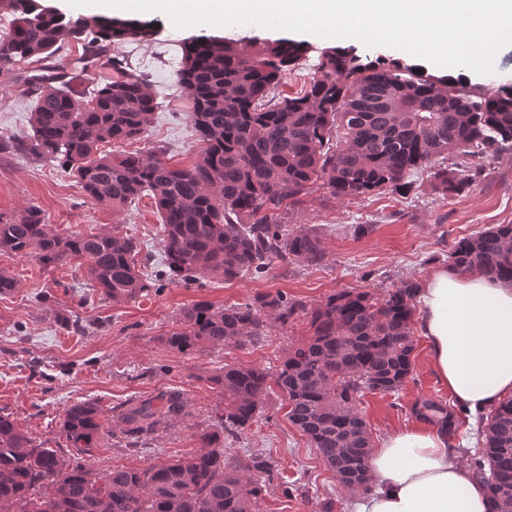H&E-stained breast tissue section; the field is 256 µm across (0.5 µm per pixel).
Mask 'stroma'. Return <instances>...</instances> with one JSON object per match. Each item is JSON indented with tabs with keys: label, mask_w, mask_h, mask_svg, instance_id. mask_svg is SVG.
<instances>
[{
	"label": "stroma",
	"mask_w": 512,
	"mask_h": 512,
	"mask_svg": "<svg viewBox=\"0 0 512 512\" xmlns=\"http://www.w3.org/2000/svg\"><path fill=\"white\" fill-rule=\"evenodd\" d=\"M154 42L124 48L162 104L146 136L135 142L100 144L103 154L165 147V161L191 165L200 150L187 118L188 99L176 85L179 44L191 30L173 29L161 16ZM30 128V102L18 94L15 77L0 71V134H23ZM42 210L60 231H115L138 239L159 267L162 244L159 217L149 199L115 211L89 197L73 175L33 155L0 153V217L12 218L29 207ZM286 223L316 230L324 260L317 265L273 263L259 277L230 283L208 280L191 287L165 286L125 304L103 296L86 300L90 282L84 268L67 264L42 267L35 259L0 253V271L18 286L0 296V413L10 415L34 439L65 448L61 425L74 403L95 400L120 407L131 401L180 392L188 415L160 428L145 448L130 454L103 433L88 459L98 472L115 466L146 467L191 456L196 435L208 428L224 407V394L211 381L227 364L275 369L290 342L306 339V318L272 326L266 341L246 349L203 347L182 355L167 348L165 338L178 325L182 310L199 301L217 305L249 302L261 292L287 293L314 307L336 292L365 289L376 294L410 278L423 284L440 269L460 238L497 224H512V156L485 162L475 185L460 196L442 199L428 173L414 178L407 197L380 194L361 199H334L316 188L304 210ZM86 325L85 333L66 328L62 314ZM422 395L447 398L430 362L427 340L417 336L412 379L398 394L366 395L360 405L374 443L414 425L409 406ZM288 405L278 390L263 403V416L234 441L230 453L270 455L281 474L295 484L292 497L272 491L260 512H319L322 500L336 501V512H353L355 496L326 469L310 443L289 421Z\"/></svg>",
	"instance_id": "35a3bbf8"
}]
</instances>
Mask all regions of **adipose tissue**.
<instances>
[{"label": "adipose tissue", "mask_w": 512, "mask_h": 512, "mask_svg": "<svg viewBox=\"0 0 512 512\" xmlns=\"http://www.w3.org/2000/svg\"><path fill=\"white\" fill-rule=\"evenodd\" d=\"M421 329L455 404L486 412L512 398V283L442 269L422 294ZM439 433L411 426L374 448L372 489L355 512H487L483 486Z\"/></svg>", "instance_id": "obj_1"}]
</instances>
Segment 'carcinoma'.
<instances>
[{"label": "carcinoma", "mask_w": 512, "mask_h": 512, "mask_svg": "<svg viewBox=\"0 0 512 512\" xmlns=\"http://www.w3.org/2000/svg\"><path fill=\"white\" fill-rule=\"evenodd\" d=\"M0 10L14 16L0 34V65L47 61L77 42L80 72L92 74L81 95L56 72L28 79L31 133L0 135V153H33L54 162L114 210L150 197L163 259L147 279L138 266L150 256L133 237L63 233L37 208L14 220L0 216V252L32 257L46 268L79 261L92 287L114 304L164 285L260 276L276 260L321 261L320 238L290 231L284 222L318 184L335 199L404 194L410 178L426 170L446 199L470 189L488 159L512 154V89L491 90L462 75L438 76L398 59L328 47L319 52L309 84L285 94L282 79L306 65L307 44L257 40L245 50L223 37L199 35L181 42L175 71L201 142L197 161L173 167L161 146L101 155L99 144L139 141L154 122L159 102L146 80L133 73L127 56L109 54L112 46L154 40L153 23L73 18L36 0H0ZM448 266L512 281V224L460 239ZM419 290L406 279L381 296L342 290L311 308L278 292L184 309L165 338L183 355L204 346H254L271 323L284 326L300 315L312 335L288 345L273 376L260 366L224 365L211 378L224 392V409L196 434L199 449L187 458L117 466L102 476L84 464L109 426L135 451L161 425L182 418L186 403L178 393L112 415L93 400L74 403L61 426L73 449L68 456L0 415V512H259L273 488L285 498L298 488L282 480L269 456H225L224 441L257 420L273 384L288 402V419L339 483L350 493L370 491L372 440L360 403L368 393L396 394L411 378ZM409 414L456 447L458 415L450 403L423 395ZM479 424L483 446L461 452L486 489L489 512H512V398L479 416Z\"/></svg>", "instance_id": "carcinoma-1"}]
</instances>
